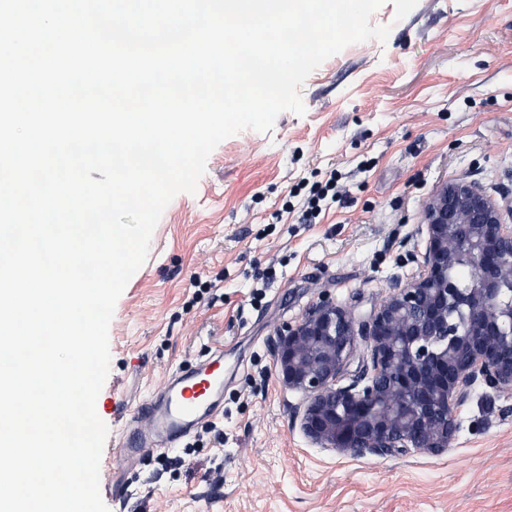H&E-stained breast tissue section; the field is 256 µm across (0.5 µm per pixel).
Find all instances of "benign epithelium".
<instances>
[{
	"label": "benign epithelium",
	"instance_id": "obj_1",
	"mask_svg": "<svg viewBox=\"0 0 512 512\" xmlns=\"http://www.w3.org/2000/svg\"><path fill=\"white\" fill-rule=\"evenodd\" d=\"M417 274L366 318L329 301L279 334L278 378L306 394L301 430L355 456L448 449L471 389H512V208L451 181L422 206ZM472 265L468 285L454 269ZM367 363L338 385L357 348Z\"/></svg>",
	"mask_w": 512,
	"mask_h": 512
}]
</instances>
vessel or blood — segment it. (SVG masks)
<instances>
[{"label":"vessel or blood","instance_id":"obj_1","mask_svg":"<svg viewBox=\"0 0 512 512\" xmlns=\"http://www.w3.org/2000/svg\"><path fill=\"white\" fill-rule=\"evenodd\" d=\"M223 412L224 348L219 345L208 361L173 373L156 395L138 404L113 446L123 461L134 463L150 449L189 437Z\"/></svg>","mask_w":512,"mask_h":512}]
</instances>
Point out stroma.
<instances>
[{"label": "stroma", "instance_id": "1", "mask_svg": "<svg viewBox=\"0 0 512 512\" xmlns=\"http://www.w3.org/2000/svg\"><path fill=\"white\" fill-rule=\"evenodd\" d=\"M372 21L386 42L312 72L304 116L220 142L156 224L109 325L101 418L119 433L220 343L223 440L203 424L137 467L113 459L109 512H512V390L475 385L443 453L358 457L308 439L305 396L277 376L286 325L324 300L369 314L417 273L443 183L512 206V0H386ZM331 176L335 203L301 223L308 186Z\"/></svg>", "mask_w": 512, "mask_h": 512}]
</instances>
